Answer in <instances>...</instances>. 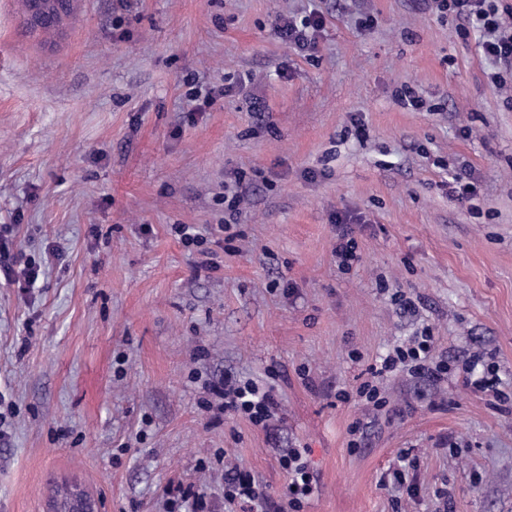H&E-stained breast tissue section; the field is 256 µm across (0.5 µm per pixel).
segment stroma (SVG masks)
Masks as SVG:
<instances>
[{
	"label": "stroma",
	"instance_id": "stroma-1",
	"mask_svg": "<svg viewBox=\"0 0 512 512\" xmlns=\"http://www.w3.org/2000/svg\"><path fill=\"white\" fill-rule=\"evenodd\" d=\"M313 9L309 57L274 22ZM487 68L427 0H72L34 34L0 0V235L42 268L0 283V512L64 484L99 512H167L181 485L204 498L179 512H242L225 463L276 495L291 448L319 477L301 512H512V86ZM428 327L447 376L338 399ZM227 374L273 381L278 420L225 416Z\"/></svg>",
	"mask_w": 512,
	"mask_h": 512
}]
</instances>
